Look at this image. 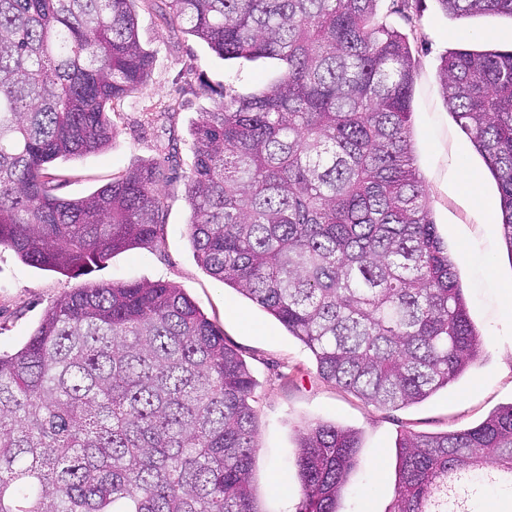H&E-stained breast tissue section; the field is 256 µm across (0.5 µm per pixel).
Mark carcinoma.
Wrapping results in <instances>:
<instances>
[{
  "label": "carcinoma",
  "mask_w": 512,
  "mask_h": 512,
  "mask_svg": "<svg viewBox=\"0 0 512 512\" xmlns=\"http://www.w3.org/2000/svg\"><path fill=\"white\" fill-rule=\"evenodd\" d=\"M136 0H0V246L81 275L160 241L161 165L77 199L50 165L112 143L113 103L151 72ZM379 0H168L226 60H280V79L219 91L192 129L189 237L216 280L278 320L322 379L378 407L424 401L478 359L411 132L416 60ZM512 19V0H438ZM448 111L496 181L512 256V50L450 52ZM256 384L181 289L96 283L57 299L0 354V512H256ZM360 438L302 428L300 512H338ZM389 512H465L512 484V404L479 425L396 442Z\"/></svg>",
  "instance_id": "1"
}]
</instances>
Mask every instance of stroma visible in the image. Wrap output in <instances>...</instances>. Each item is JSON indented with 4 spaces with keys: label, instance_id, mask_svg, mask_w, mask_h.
I'll use <instances>...</instances> for the list:
<instances>
[{
    "label": "stroma",
    "instance_id": "stroma-1",
    "mask_svg": "<svg viewBox=\"0 0 512 512\" xmlns=\"http://www.w3.org/2000/svg\"><path fill=\"white\" fill-rule=\"evenodd\" d=\"M162 0H137L142 46L154 51L147 82L118 107L109 148L55 161L58 195L80 198L113 175L160 162L164 207L162 237L114 255L80 276L30 266L0 246V350L13 353L32 335L62 295L94 283L165 282L181 288L224 332L225 342L247 363L256 382L257 462L251 477L256 512H299L302 491L294 465L296 430L307 422H333L362 434L361 464L341 512H388L395 496L394 444L400 434L442 433L473 427L512 403V321L502 302L512 293V255L499 223H486L470 197L465 172L477 174L483 197L499 207L497 185L468 136L450 116L437 77L442 56L455 49H512V20L455 18L438 0H379L377 15L404 34L416 59L411 130L417 166L432 217L448 244L469 314L483 335L479 360L447 389L398 408L367 404L324 381L311 351L261 308L224 287L198 264L189 240L187 180L191 128L213 108L216 90L247 96L275 83L280 61H226L179 27L162 25ZM288 481L287 494L272 487Z\"/></svg>",
    "mask_w": 512,
    "mask_h": 512
}]
</instances>
